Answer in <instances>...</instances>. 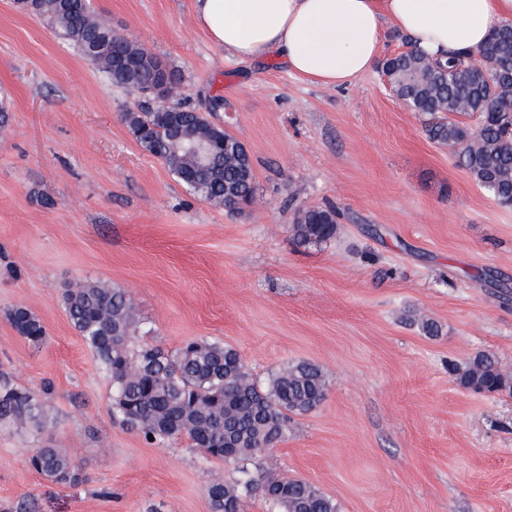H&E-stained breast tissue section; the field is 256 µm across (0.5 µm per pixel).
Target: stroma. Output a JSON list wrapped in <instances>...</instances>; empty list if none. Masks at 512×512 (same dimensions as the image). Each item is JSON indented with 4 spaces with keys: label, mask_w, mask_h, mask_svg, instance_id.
Returning a JSON list of instances; mask_svg holds the SVG:
<instances>
[{
    "label": "stroma",
    "mask_w": 512,
    "mask_h": 512,
    "mask_svg": "<svg viewBox=\"0 0 512 512\" xmlns=\"http://www.w3.org/2000/svg\"><path fill=\"white\" fill-rule=\"evenodd\" d=\"M95 16L174 68L179 102L248 150L243 213L194 197L131 135L149 97L112 86L46 19L0 0V381L39 394L45 421H0V512H210L241 479L181 437L159 447L112 411V380L70 324L66 289L130 294L147 342L234 347L267 383L317 364L326 398L264 458L339 512H512V396L462 388L495 352L512 375V208L429 140L380 68L335 88L211 43L194 0H91ZM223 107H213L214 99ZM332 206L335 236L300 242L299 209ZM32 311L46 336H19ZM433 319L424 335L405 315ZM50 394H43L44 384ZM65 449L85 482L59 487L30 449ZM9 319L16 331L31 343H41L46 330L40 319L30 310L22 306L14 307L8 313Z\"/></svg>",
    "instance_id": "1"
}]
</instances>
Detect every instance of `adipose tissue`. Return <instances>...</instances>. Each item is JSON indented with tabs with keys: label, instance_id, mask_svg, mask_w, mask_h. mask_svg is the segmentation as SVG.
<instances>
[{
	"label": "adipose tissue",
	"instance_id": "1",
	"mask_svg": "<svg viewBox=\"0 0 512 512\" xmlns=\"http://www.w3.org/2000/svg\"><path fill=\"white\" fill-rule=\"evenodd\" d=\"M195 16L238 60L273 54L299 78L340 87L374 67L385 26L445 57L512 24V0H196Z\"/></svg>",
	"mask_w": 512,
	"mask_h": 512
}]
</instances>
